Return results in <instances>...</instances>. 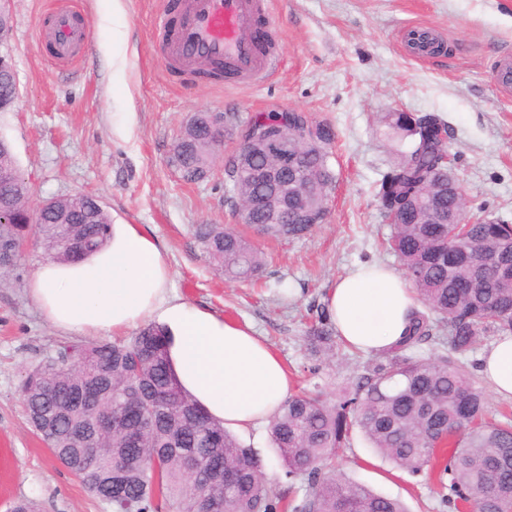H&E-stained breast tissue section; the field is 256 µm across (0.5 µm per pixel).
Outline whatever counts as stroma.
<instances>
[{
	"instance_id": "obj_1",
	"label": "stroma",
	"mask_w": 512,
	"mask_h": 512,
	"mask_svg": "<svg viewBox=\"0 0 512 512\" xmlns=\"http://www.w3.org/2000/svg\"><path fill=\"white\" fill-rule=\"evenodd\" d=\"M91 32V50L72 65L48 56L39 37L54 0H7L12 19L0 55L11 59L17 98L0 112V138L28 181L31 206L91 195L113 223L158 238L175 292L225 321L251 326L280 356L295 391L328 395L380 361L338 344L331 358L306 350L309 327L326 317V297L353 266L397 265L384 245L391 228L375 186L397 160L390 112H436L449 126V159L467 215L512 221V93L496 82L512 53V0H263L279 56L260 81L218 82L174 71L158 59L166 0H72ZM425 26L441 51L416 58L404 36ZM295 111L331 127L329 163L338 176L324 224L299 239L261 241L256 277L230 281L195 236L199 224L235 227L224 162L255 115ZM201 112L229 115L224 146L204 181L187 183L169 164L177 139ZM48 255L37 242L0 269V512L16 499L40 512H111L62 467L26 421L19 385L54 356L65 334L41 315L29 281ZM271 484L302 499L306 479L286 478L268 426L241 433ZM346 480L400 500L407 512H455L437 475H412L352 430L337 451Z\"/></svg>"
}]
</instances>
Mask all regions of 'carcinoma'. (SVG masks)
Masks as SVG:
<instances>
[{"instance_id":"cac0c4a2","label":"carcinoma","mask_w":512,"mask_h":512,"mask_svg":"<svg viewBox=\"0 0 512 512\" xmlns=\"http://www.w3.org/2000/svg\"><path fill=\"white\" fill-rule=\"evenodd\" d=\"M392 138L409 144L378 185L376 198L388 219L387 244L406 278L434 319L414 312L406 336L384 360L336 393L293 394L271 419L270 432L285 475L305 476L309 490L292 506L285 494L256 476L259 460L224 426L208 417L179 385L172 370L168 336L153 324L128 340L82 345L63 343L56 355L29 370L20 391L27 420L55 456L70 457L67 469L112 512H210L202 479L191 475L186 459L194 454L236 474L224 489V512H405L391 498L324 472L353 428L396 467L413 475L433 467L446 452L439 473L448 504L461 501L469 512H512V424L485 418V401L467 366L448 355L423 359L413 352L434 333L448 330L451 349L470 351L487 333L512 334V224L504 219L464 221L466 207L453 172L447 193L436 186L446 169L447 146L440 136L447 122L435 113L393 112L384 117ZM326 144L305 152L319 201L337 181L330 168L334 134L316 123ZM214 145L203 131L189 127L170 159L186 182L209 165ZM237 154L224 163V185L236 204L259 190L249 172L236 167ZM20 201L11 227L15 252L25 235L40 242L59 261H73L104 247L111 236L108 213L88 199L68 207V223H54L51 211L34 214ZM265 238H301L313 224H253ZM196 237L215 270L228 280L255 277L263 252L241 233L216 224H199ZM311 354L332 351L335 329L320 322L308 336ZM81 355L76 367L69 352ZM115 421L110 431L100 418ZM159 461L157 473L146 465Z\"/></svg>"}]
</instances>
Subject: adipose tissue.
Masks as SVG:
<instances>
[{
  "label": "adipose tissue",
  "instance_id": "adipose-tissue-1",
  "mask_svg": "<svg viewBox=\"0 0 512 512\" xmlns=\"http://www.w3.org/2000/svg\"><path fill=\"white\" fill-rule=\"evenodd\" d=\"M29 292L65 334L118 335L151 321L167 327L178 381L225 428L247 431L265 423L293 391L282 360L251 326L224 321L173 291L159 241L137 225H113L106 246L78 261L40 264ZM327 302L344 343L371 353L401 340L415 307L405 278L379 263L349 270ZM482 373L498 395L512 398V336L485 351Z\"/></svg>",
  "mask_w": 512,
  "mask_h": 512
}]
</instances>
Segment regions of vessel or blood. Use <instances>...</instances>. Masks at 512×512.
Masks as SVG:
<instances>
[{
    "mask_svg": "<svg viewBox=\"0 0 512 512\" xmlns=\"http://www.w3.org/2000/svg\"><path fill=\"white\" fill-rule=\"evenodd\" d=\"M259 10L258 0H186L183 20L165 40L159 57L168 66L221 61L238 78L268 77L276 66V55L260 54L250 36ZM41 41L56 60L68 63L82 57L90 34L68 0H57L52 23L42 32Z\"/></svg>",
    "mask_w": 512,
    "mask_h": 512,
    "instance_id": "obj_1",
    "label": "vessel or blood"
}]
</instances>
